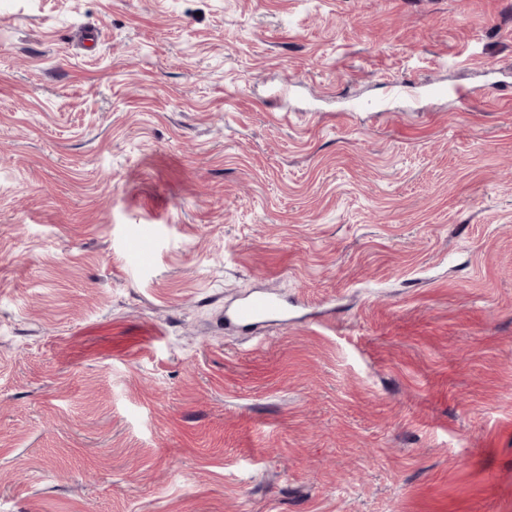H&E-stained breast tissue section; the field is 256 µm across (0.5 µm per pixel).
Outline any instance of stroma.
<instances>
[{
    "label": "stroma",
    "instance_id": "stroma-1",
    "mask_svg": "<svg viewBox=\"0 0 512 512\" xmlns=\"http://www.w3.org/2000/svg\"><path fill=\"white\" fill-rule=\"evenodd\" d=\"M503 82L512 0H0V512H512ZM156 241V227L153 224H139L129 245L140 264H147L151 259L152 248ZM288 321V305L275 293L257 291L224 314V324L251 327L263 320Z\"/></svg>",
    "mask_w": 512,
    "mask_h": 512
}]
</instances>
